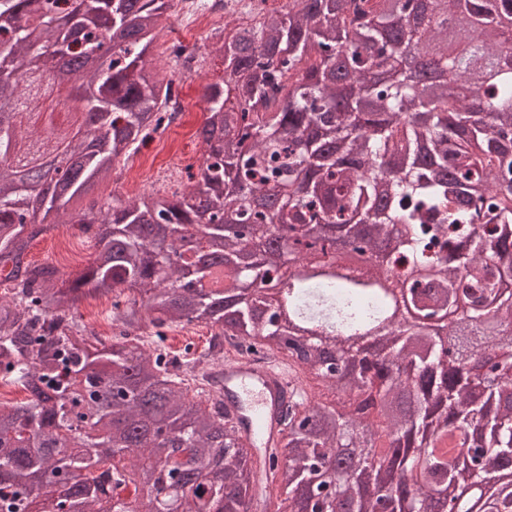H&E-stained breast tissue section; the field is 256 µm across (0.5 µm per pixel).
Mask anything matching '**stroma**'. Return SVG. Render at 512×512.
Here are the masks:
<instances>
[{
  "mask_svg": "<svg viewBox=\"0 0 512 512\" xmlns=\"http://www.w3.org/2000/svg\"><path fill=\"white\" fill-rule=\"evenodd\" d=\"M177 41L206 55L205 72L200 76L186 75L176 71L165 56H157V66L172 75L184 110L176 125L155 135L140 153L119 165L118 179L109 184V191L131 198L153 191L186 192L192 186L188 175L196 170L197 160L204 151L197 137L205 120L204 88L222 77L223 67L220 57L211 52V40L200 37L193 27L173 23L158 43L164 46ZM94 251L93 240L82 235L76 225L60 224L31 242L27 259L34 263L52 262L68 274L87 266Z\"/></svg>",
  "mask_w": 512,
  "mask_h": 512,
  "instance_id": "obj_1",
  "label": "stroma"
}]
</instances>
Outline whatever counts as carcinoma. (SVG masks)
<instances>
[{"instance_id":"carcinoma-1","label":"carcinoma","mask_w":512,"mask_h":512,"mask_svg":"<svg viewBox=\"0 0 512 512\" xmlns=\"http://www.w3.org/2000/svg\"><path fill=\"white\" fill-rule=\"evenodd\" d=\"M288 0L235 24L216 41L224 78L204 91V164L188 192L108 195L71 208L112 180L116 165L159 133L173 82L151 51L170 19L169 0H0V380L26 393L0 405V512L39 502L58 512H270L268 483L310 486L318 462L348 447L346 465L313 512H429L427 488L457 500L512 469V52L499 26L512 0ZM435 47L455 91L419 95L400 59ZM456 58L448 63V50ZM48 57L72 58L79 85L60 98ZM491 77L477 110L468 87ZM27 124L19 139L12 127ZM64 149L70 169L51 190L21 169ZM56 224L95 240L89 264L67 280L52 262L25 260L29 243ZM357 241L400 239L398 254L431 267L402 293L425 319L463 302L468 323L438 335L392 329L381 354L302 342L255 312L254 285L280 273L217 261L206 238L234 254L255 237L288 229L310 250L326 225ZM395 259L363 275L292 276L302 319L346 332L386 320L376 286ZM86 294L112 295L118 334L106 342L77 320ZM500 327L480 331L479 319ZM205 323L214 337L286 352L302 385L322 365L346 369L335 399L297 405L282 421V459L255 457L224 423L220 404L181 395L185 362L145 346L143 334L173 323ZM409 391L403 415L375 420L377 406ZM426 464L424 484L399 482L372 498L367 456L405 472ZM511 488L491 490L478 512H512Z\"/></svg>"}]
</instances>
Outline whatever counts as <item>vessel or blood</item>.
<instances>
[{"label":"vessel or blood","mask_w":512,"mask_h":512,"mask_svg":"<svg viewBox=\"0 0 512 512\" xmlns=\"http://www.w3.org/2000/svg\"><path fill=\"white\" fill-rule=\"evenodd\" d=\"M298 384L286 356L269 357L249 351L229 355L205 387L218 390L227 426L263 453L285 445L281 416L291 389Z\"/></svg>","instance_id":"1"}]
</instances>
